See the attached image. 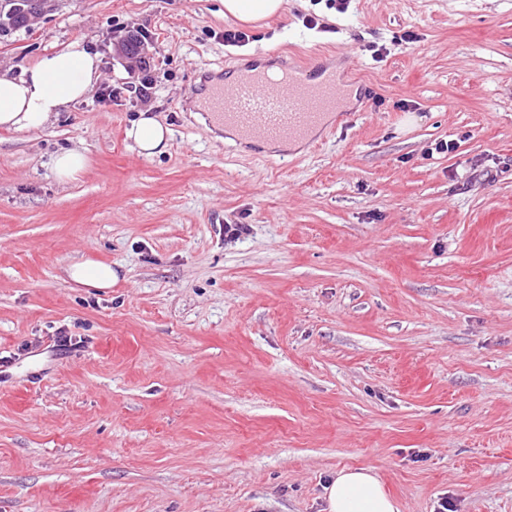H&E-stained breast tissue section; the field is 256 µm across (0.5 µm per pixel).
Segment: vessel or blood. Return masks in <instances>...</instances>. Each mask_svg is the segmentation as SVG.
<instances>
[{
  "instance_id": "1",
  "label": "vessel or blood",
  "mask_w": 512,
  "mask_h": 512,
  "mask_svg": "<svg viewBox=\"0 0 512 512\" xmlns=\"http://www.w3.org/2000/svg\"><path fill=\"white\" fill-rule=\"evenodd\" d=\"M277 73L243 67L231 88H213L208 109L242 137L264 141L303 139L335 111L347 90L333 68L308 71L278 59Z\"/></svg>"
}]
</instances>
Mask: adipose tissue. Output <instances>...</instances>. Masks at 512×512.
Instances as JSON below:
<instances>
[{"label": "adipose tissue", "instance_id": "adipose-tissue-1", "mask_svg": "<svg viewBox=\"0 0 512 512\" xmlns=\"http://www.w3.org/2000/svg\"><path fill=\"white\" fill-rule=\"evenodd\" d=\"M287 0H223L224 14L244 24L280 16ZM100 78V57L82 41L42 56L20 76L0 74V128L36 131L69 104L88 95ZM140 154L152 157L168 146L170 131L156 117L140 113L127 130ZM326 512H397L381 482L367 468H345L324 487Z\"/></svg>", "mask_w": 512, "mask_h": 512}]
</instances>
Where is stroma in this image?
<instances>
[{"mask_svg": "<svg viewBox=\"0 0 512 512\" xmlns=\"http://www.w3.org/2000/svg\"><path fill=\"white\" fill-rule=\"evenodd\" d=\"M236 26L222 0H48L0 34L1 74L101 59L85 100L0 129V512H322L355 467L399 512H512V0ZM269 52L354 81L319 150L192 119L193 86ZM145 110L153 158L125 135ZM65 149L88 164L61 182ZM86 260L117 282H73ZM127 136L140 154L152 157L167 148L170 130L149 112H140L139 118L128 128Z\"/></svg>", "mask_w": 512, "mask_h": 512, "instance_id": "stroma-1", "label": "stroma"}]
</instances>
